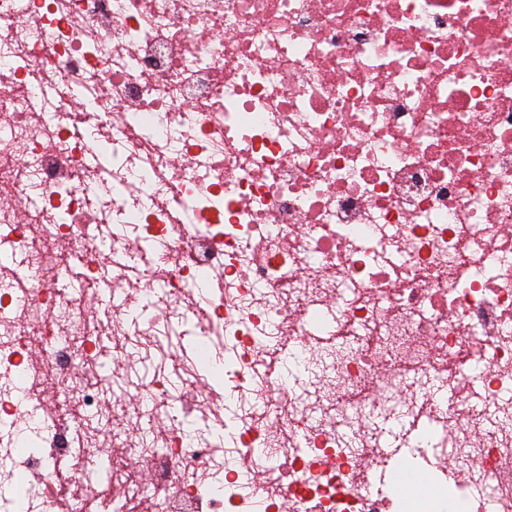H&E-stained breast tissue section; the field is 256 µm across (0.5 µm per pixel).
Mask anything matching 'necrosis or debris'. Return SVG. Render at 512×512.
<instances>
[{
  "instance_id": "obj_1",
  "label": "necrosis or debris",
  "mask_w": 512,
  "mask_h": 512,
  "mask_svg": "<svg viewBox=\"0 0 512 512\" xmlns=\"http://www.w3.org/2000/svg\"><path fill=\"white\" fill-rule=\"evenodd\" d=\"M0 246L31 300L0 293V480L40 471L47 512H253L236 472L210 476L228 440L270 481L262 512L486 493L512 512V0H0ZM107 281L150 283L149 315L89 314ZM174 310L196 338L145 380L179 397L146 480L127 395L103 407L97 378L104 354L163 349ZM278 345L311 348V388L256 419L195 401L278 383ZM5 383L25 386L35 450L11 438ZM397 392L445 438L430 505L363 492L369 410ZM95 413L112 498L64 476Z\"/></svg>"
}]
</instances>
